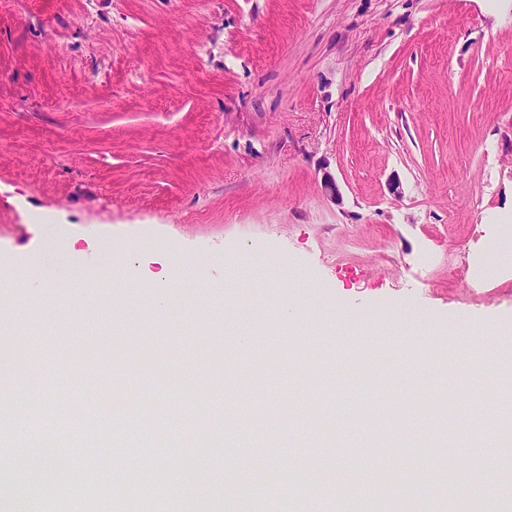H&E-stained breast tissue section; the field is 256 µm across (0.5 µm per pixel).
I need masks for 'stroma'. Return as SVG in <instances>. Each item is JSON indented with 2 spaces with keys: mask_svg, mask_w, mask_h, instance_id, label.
<instances>
[{
  "mask_svg": "<svg viewBox=\"0 0 512 512\" xmlns=\"http://www.w3.org/2000/svg\"><path fill=\"white\" fill-rule=\"evenodd\" d=\"M490 239L496 269L466 289L458 257ZM263 240L285 271L234 275L232 258ZM50 241L82 280H29ZM106 245L130 279L179 259L193 269L139 289L129 321L97 266ZM12 260L27 281L0 309L22 323L69 454L51 512L99 480L70 455L92 402L138 426L113 429L111 494L81 512H135L118 446L160 436L150 468L165 512L196 476L221 491L237 469L259 486L302 457L320 463L316 506L289 512H336L339 479L372 512L364 483L393 500L412 454L437 476L449 419L486 426L512 400V0H0V261ZM286 305L301 327L275 322ZM339 309L361 326L332 344L312 325ZM396 316L408 338L388 333ZM492 326L508 333L501 373L467 374L465 405L449 402L467 335ZM421 351L436 366L405 384ZM401 393L429 425L410 444L380 414ZM342 406L366 407L363 426L340 423Z\"/></svg>",
  "mask_w": 512,
  "mask_h": 512,
  "instance_id": "stroma-1",
  "label": "stroma"
}]
</instances>
